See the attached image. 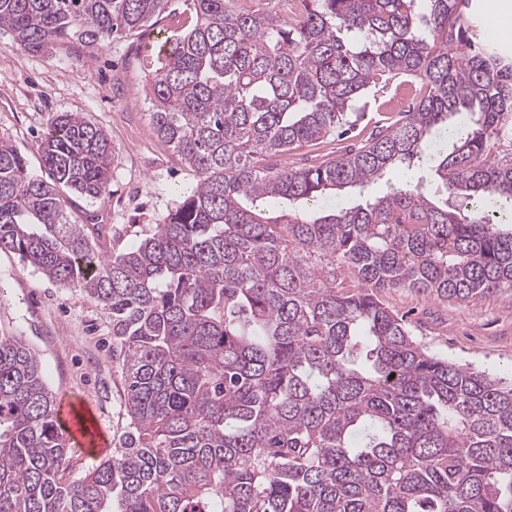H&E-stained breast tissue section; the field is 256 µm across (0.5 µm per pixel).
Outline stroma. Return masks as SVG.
Returning a JSON list of instances; mask_svg holds the SVG:
<instances>
[{"label":"stroma","instance_id":"1","mask_svg":"<svg viewBox=\"0 0 512 512\" xmlns=\"http://www.w3.org/2000/svg\"><path fill=\"white\" fill-rule=\"evenodd\" d=\"M189 15L184 0H171L168 16L139 34L93 44L61 42L44 53L22 49L9 30H0V140L21 151L28 173L48 179L39 145L61 113L80 114L112 142L105 193L65 201L71 223L106 225L99 242L104 251L120 252L140 242L197 183L194 172L153 133L145 100L158 37L180 30ZM415 83L406 76L371 89L341 145L359 144L385 124L387 102ZM382 300L405 316L429 352L495 374L512 371V293L461 303L390 289ZM0 329L35 349L58 401L84 410L106 445L116 447L126 420L112 333L100 308L80 289L49 280L17 254L1 251Z\"/></svg>","mask_w":512,"mask_h":512}]
</instances>
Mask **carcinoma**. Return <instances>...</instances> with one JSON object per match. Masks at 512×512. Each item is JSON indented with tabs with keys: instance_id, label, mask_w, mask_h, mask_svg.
<instances>
[{
	"instance_id": "obj_1",
	"label": "carcinoma",
	"mask_w": 512,
	"mask_h": 512,
	"mask_svg": "<svg viewBox=\"0 0 512 512\" xmlns=\"http://www.w3.org/2000/svg\"><path fill=\"white\" fill-rule=\"evenodd\" d=\"M190 0L195 22L148 72L151 127L198 182L109 255L62 195L95 199L112 143L76 113L41 140L49 180L0 140V251L112 321L127 430L78 479L41 361L0 333V512H512V378L418 343L379 295L512 290V53L471 0H299L290 18ZM170 0H0L40 53L141 30ZM420 81L414 111L319 165L288 151L354 127L371 85ZM471 115L428 155L433 130ZM430 157L425 180L331 211ZM288 202L268 217L260 202ZM345 269L355 285L337 281Z\"/></svg>"
}]
</instances>
